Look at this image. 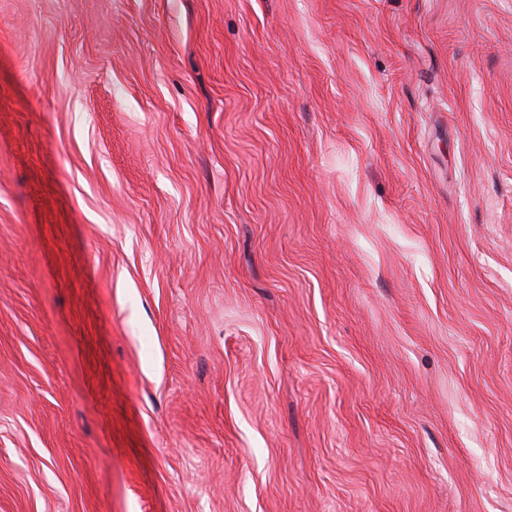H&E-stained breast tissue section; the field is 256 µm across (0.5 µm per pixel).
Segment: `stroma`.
Masks as SVG:
<instances>
[{
    "instance_id": "obj_1",
    "label": "stroma",
    "mask_w": 512,
    "mask_h": 512,
    "mask_svg": "<svg viewBox=\"0 0 512 512\" xmlns=\"http://www.w3.org/2000/svg\"><path fill=\"white\" fill-rule=\"evenodd\" d=\"M0 512H512V0H0Z\"/></svg>"
}]
</instances>
